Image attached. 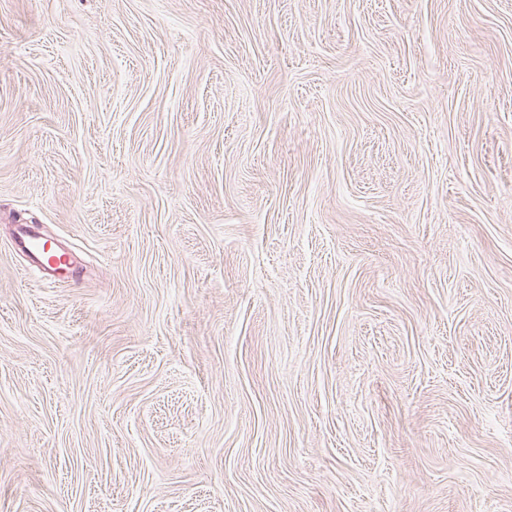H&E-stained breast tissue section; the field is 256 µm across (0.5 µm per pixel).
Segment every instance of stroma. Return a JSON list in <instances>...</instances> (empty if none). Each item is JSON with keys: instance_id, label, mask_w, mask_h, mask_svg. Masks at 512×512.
<instances>
[{"instance_id": "35a3bbf8", "label": "stroma", "mask_w": 512, "mask_h": 512, "mask_svg": "<svg viewBox=\"0 0 512 512\" xmlns=\"http://www.w3.org/2000/svg\"><path fill=\"white\" fill-rule=\"evenodd\" d=\"M0 512H512V0H0ZM15 244L18 249L26 252L31 257L35 266L42 270L45 279L50 280L54 277L53 271L44 264L41 240L36 232L21 229L16 237Z\"/></svg>"}]
</instances>
